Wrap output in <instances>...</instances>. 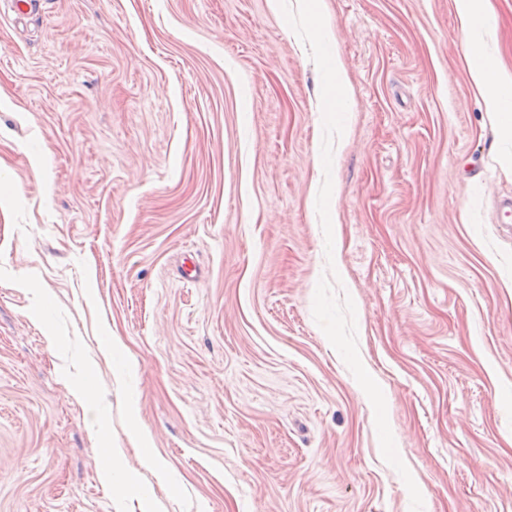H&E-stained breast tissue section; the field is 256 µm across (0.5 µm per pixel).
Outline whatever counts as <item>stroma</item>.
<instances>
[{"label":"stroma","mask_w":512,"mask_h":512,"mask_svg":"<svg viewBox=\"0 0 512 512\" xmlns=\"http://www.w3.org/2000/svg\"><path fill=\"white\" fill-rule=\"evenodd\" d=\"M492 2L467 33L455 0H320L330 258L320 74L268 0L0 11V512H410L313 318L331 266L423 512H512V134L468 49L512 70Z\"/></svg>","instance_id":"stroma-1"}]
</instances>
